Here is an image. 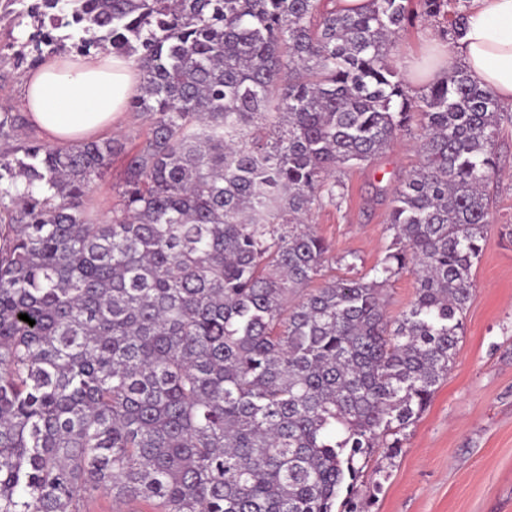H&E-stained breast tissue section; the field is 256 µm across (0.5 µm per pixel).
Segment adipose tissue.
Masks as SVG:
<instances>
[{"instance_id":"adipose-tissue-1","label":"adipose tissue","mask_w":512,"mask_h":512,"mask_svg":"<svg viewBox=\"0 0 512 512\" xmlns=\"http://www.w3.org/2000/svg\"><path fill=\"white\" fill-rule=\"evenodd\" d=\"M458 63L480 87L512 104V0H473L462 36L439 46L431 66L414 59L407 68L426 82ZM140 86V73L111 53L54 56L26 75L23 99L31 126L48 142L77 144L123 121Z\"/></svg>"}]
</instances>
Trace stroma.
Segmentation results:
<instances>
[{
  "label": "stroma",
  "mask_w": 512,
  "mask_h": 512,
  "mask_svg": "<svg viewBox=\"0 0 512 512\" xmlns=\"http://www.w3.org/2000/svg\"><path fill=\"white\" fill-rule=\"evenodd\" d=\"M446 18L418 21L392 42L396 64L424 53L429 38L445 40ZM492 177L490 227L473 267V295L464 335L448 372L396 454L376 452L353 495L363 512H512V127L501 130ZM420 155L401 136L376 161L344 170L341 205L313 208L310 222L331 246L323 273L342 278L344 259L360 258L359 272L376 265L389 242L385 231L398 178Z\"/></svg>",
  "instance_id": "35a3bbf8"
}]
</instances>
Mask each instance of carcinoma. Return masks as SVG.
<instances>
[{"mask_svg": "<svg viewBox=\"0 0 512 512\" xmlns=\"http://www.w3.org/2000/svg\"><path fill=\"white\" fill-rule=\"evenodd\" d=\"M450 0H0L31 19L37 65L62 43L141 73L104 220L89 193L121 151L30 139L0 152V512H86L105 491L156 512H334L359 459L448 377L488 233L486 184L512 111L459 67L410 92L393 38ZM20 113L0 110L9 143ZM403 132L373 276L324 280L306 219L336 172ZM419 287L387 318L382 287ZM26 314L34 325L19 319Z\"/></svg>", "mask_w": 512, "mask_h": 512, "instance_id": "cac0c4a2", "label": "carcinoma"}]
</instances>
